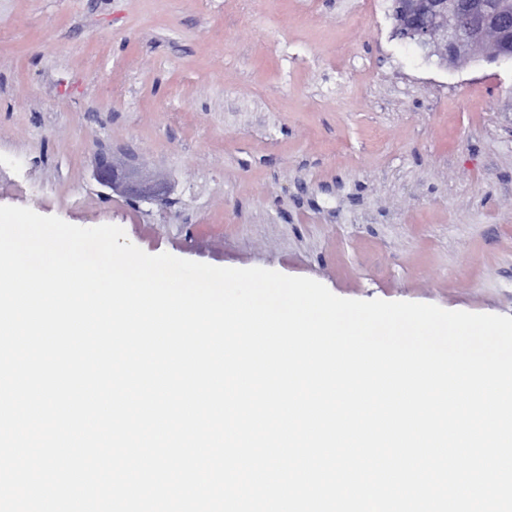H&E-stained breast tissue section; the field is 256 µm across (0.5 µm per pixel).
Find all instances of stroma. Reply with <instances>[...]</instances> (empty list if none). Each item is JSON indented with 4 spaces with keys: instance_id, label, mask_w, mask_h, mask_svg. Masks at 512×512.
Here are the masks:
<instances>
[{
    "instance_id": "1",
    "label": "stroma",
    "mask_w": 512,
    "mask_h": 512,
    "mask_svg": "<svg viewBox=\"0 0 512 512\" xmlns=\"http://www.w3.org/2000/svg\"><path fill=\"white\" fill-rule=\"evenodd\" d=\"M390 0H0V205L336 296L512 316V61ZM164 183L100 184L99 155Z\"/></svg>"
}]
</instances>
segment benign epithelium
I'll use <instances>...</instances> for the list:
<instances>
[{
	"mask_svg": "<svg viewBox=\"0 0 512 512\" xmlns=\"http://www.w3.org/2000/svg\"><path fill=\"white\" fill-rule=\"evenodd\" d=\"M398 19L406 38L453 67L512 55V12L482 0H401ZM96 177L122 194L158 197L163 191L162 183L142 179L128 161L114 156L99 158Z\"/></svg>",
	"mask_w": 512,
	"mask_h": 512,
	"instance_id": "benign-epithelium-1",
	"label": "benign epithelium"
}]
</instances>
